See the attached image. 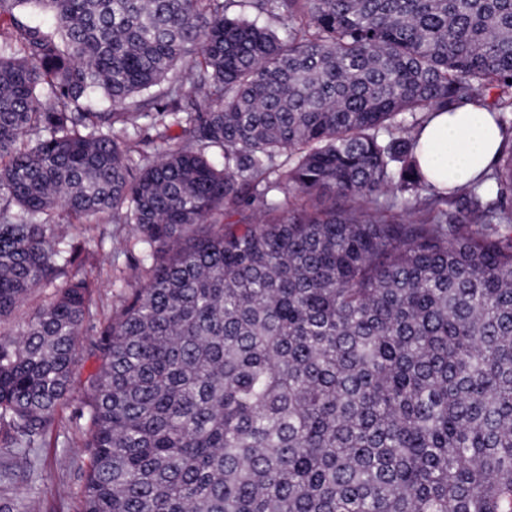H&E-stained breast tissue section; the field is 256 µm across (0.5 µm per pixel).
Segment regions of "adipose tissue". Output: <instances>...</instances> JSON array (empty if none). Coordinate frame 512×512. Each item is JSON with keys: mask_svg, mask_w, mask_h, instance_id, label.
<instances>
[{"mask_svg": "<svg viewBox=\"0 0 512 512\" xmlns=\"http://www.w3.org/2000/svg\"><path fill=\"white\" fill-rule=\"evenodd\" d=\"M502 131L486 110L472 105L437 113L419 137L422 171L449 187L477 177L497 157Z\"/></svg>", "mask_w": 512, "mask_h": 512, "instance_id": "ef3b65f1", "label": "adipose tissue"}]
</instances>
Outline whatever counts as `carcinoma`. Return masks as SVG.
Returning a JSON list of instances; mask_svg holds the SVG:
<instances>
[{
  "mask_svg": "<svg viewBox=\"0 0 512 512\" xmlns=\"http://www.w3.org/2000/svg\"><path fill=\"white\" fill-rule=\"evenodd\" d=\"M0 16V317L56 288L0 336L1 448L86 350L82 512H512V0ZM468 104L504 139L440 192L417 135ZM91 224L142 246L103 322Z\"/></svg>",
  "mask_w": 512,
  "mask_h": 512,
  "instance_id": "obj_1",
  "label": "carcinoma"
}]
</instances>
